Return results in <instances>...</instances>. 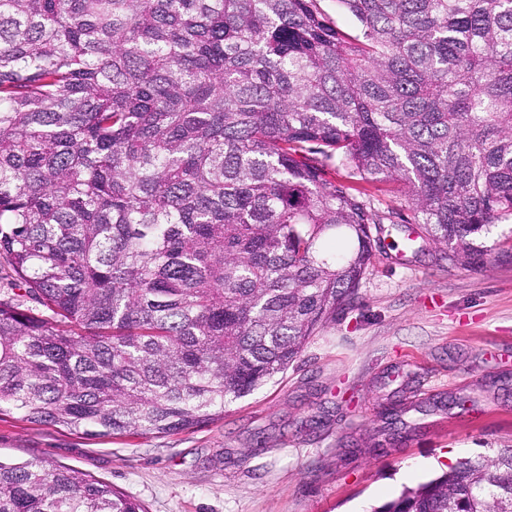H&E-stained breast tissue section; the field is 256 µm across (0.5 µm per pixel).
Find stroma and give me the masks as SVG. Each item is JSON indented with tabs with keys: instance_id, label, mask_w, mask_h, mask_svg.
Instances as JSON below:
<instances>
[{
	"instance_id": "obj_1",
	"label": "stroma",
	"mask_w": 512,
	"mask_h": 512,
	"mask_svg": "<svg viewBox=\"0 0 512 512\" xmlns=\"http://www.w3.org/2000/svg\"><path fill=\"white\" fill-rule=\"evenodd\" d=\"M512 445V259L449 261L422 225L288 370L175 434L92 438L0 416V458L72 465L146 512H373Z\"/></svg>"
}]
</instances>
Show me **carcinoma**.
I'll return each mask as SVG.
<instances>
[{
    "label": "carcinoma",
    "mask_w": 512,
    "mask_h": 512,
    "mask_svg": "<svg viewBox=\"0 0 512 512\" xmlns=\"http://www.w3.org/2000/svg\"><path fill=\"white\" fill-rule=\"evenodd\" d=\"M0 0V415L169 435L352 305L399 181L448 259L512 218V0ZM340 165L348 180L327 178ZM0 512H146L0 461ZM374 512H512V448ZM357 188L367 194V199L370 201L375 211L387 212L388 208L402 209V212L408 214L405 210L406 200L404 190L401 185L393 182H362L358 181ZM404 209V210H403Z\"/></svg>",
    "instance_id": "1"
}]
</instances>
